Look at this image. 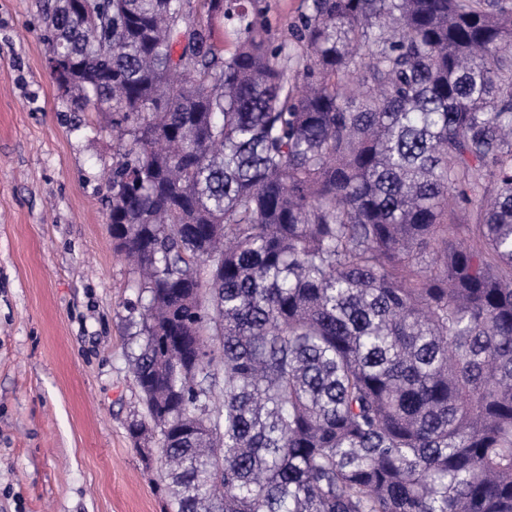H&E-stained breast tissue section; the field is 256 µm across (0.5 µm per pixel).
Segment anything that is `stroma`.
Segmentation results:
<instances>
[{
	"label": "stroma",
	"instance_id": "1",
	"mask_svg": "<svg viewBox=\"0 0 512 512\" xmlns=\"http://www.w3.org/2000/svg\"><path fill=\"white\" fill-rule=\"evenodd\" d=\"M45 0H0V512H171L127 425L133 269L112 246L107 116L47 63Z\"/></svg>",
	"mask_w": 512,
	"mask_h": 512
}]
</instances>
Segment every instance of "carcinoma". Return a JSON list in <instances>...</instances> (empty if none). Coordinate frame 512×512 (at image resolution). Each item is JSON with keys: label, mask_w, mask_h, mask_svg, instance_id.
<instances>
[{"label": "carcinoma", "mask_w": 512, "mask_h": 512, "mask_svg": "<svg viewBox=\"0 0 512 512\" xmlns=\"http://www.w3.org/2000/svg\"><path fill=\"white\" fill-rule=\"evenodd\" d=\"M95 3L45 41L119 140L173 512H512V5ZM263 1L267 17L278 34L287 31L297 21L303 3V0Z\"/></svg>", "instance_id": "obj_1"}]
</instances>
